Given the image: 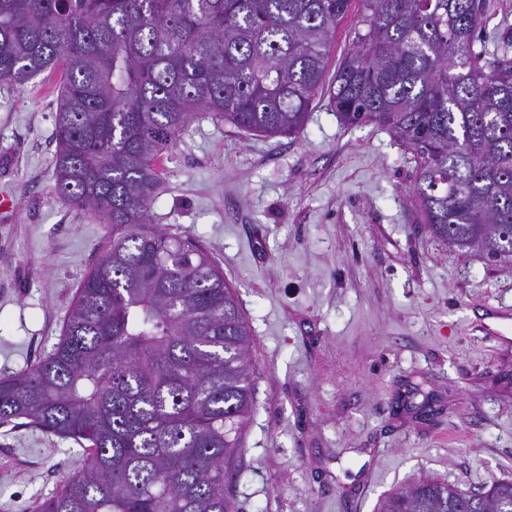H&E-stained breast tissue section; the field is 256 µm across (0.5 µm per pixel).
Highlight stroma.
I'll use <instances>...</instances> for the list:
<instances>
[{"label":"stroma","mask_w":512,"mask_h":512,"mask_svg":"<svg viewBox=\"0 0 512 512\" xmlns=\"http://www.w3.org/2000/svg\"><path fill=\"white\" fill-rule=\"evenodd\" d=\"M487 47L512 40V0H486ZM62 70L0 82V376L58 342L112 236L55 189ZM153 225L204 248L249 326L256 410L224 485L238 512H377L433 478L512 479V348L474 329L512 309V263L420 224L409 151L315 100L304 130L265 138L192 122L157 163ZM80 445L0 426V512H32L79 468Z\"/></svg>","instance_id":"stroma-1"}]
</instances>
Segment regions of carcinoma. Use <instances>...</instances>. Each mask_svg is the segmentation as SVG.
I'll list each match as a JSON object with an SVG mask.
<instances>
[{
  "mask_svg": "<svg viewBox=\"0 0 512 512\" xmlns=\"http://www.w3.org/2000/svg\"><path fill=\"white\" fill-rule=\"evenodd\" d=\"M359 20L332 82L351 2ZM486 0H0V81L65 66L55 189L112 225L54 349L0 377V426L25 419L87 458L35 512H232L224 469L255 406L250 330L224 271L147 228L155 161L199 114L267 138L328 99L417 164L437 239L512 263V44L477 46ZM431 479L379 512H512V480ZM357 20L356 7L352 5L349 15L344 19L336 31V40L329 58L328 67L325 73L326 81H330L339 63L343 60L350 48L349 30Z\"/></svg>",
  "mask_w": 512,
  "mask_h": 512,
  "instance_id": "cac0c4a2",
  "label": "carcinoma"
}]
</instances>
